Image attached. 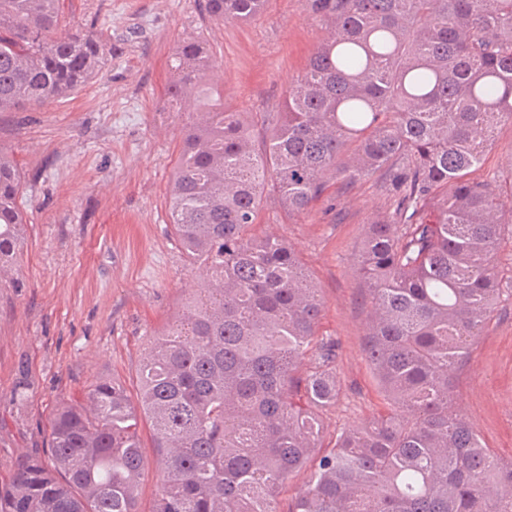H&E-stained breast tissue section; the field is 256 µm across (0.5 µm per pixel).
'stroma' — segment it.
<instances>
[{"mask_svg":"<svg viewBox=\"0 0 512 512\" xmlns=\"http://www.w3.org/2000/svg\"><path fill=\"white\" fill-rule=\"evenodd\" d=\"M72 28L92 27L111 49L93 79L47 107L0 112V151L23 184L26 246L19 287L0 288V480L46 456L48 422L116 379L137 393L154 334L205 281L167 224L168 189L187 114L161 110L171 59L187 36L206 39L222 69L224 107L259 121L324 39L304 0H266L250 22L203 20L199 0H61ZM481 177L512 182V127L502 126ZM374 181L329 188L304 214L277 206L263 231L288 240L325 299L318 333L336 345L328 437L384 407L363 351L367 309L356 272L376 216L391 211ZM455 402L503 462L512 461V290L460 375Z\"/></svg>","mask_w":512,"mask_h":512,"instance_id":"obj_1","label":"stroma"}]
</instances>
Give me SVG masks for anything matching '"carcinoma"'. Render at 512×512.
Returning <instances> with one entry per match:
<instances>
[{
  "label": "carcinoma",
  "mask_w": 512,
  "mask_h": 512,
  "mask_svg": "<svg viewBox=\"0 0 512 512\" xmlns=\"http://www.w3.org/2000/svg\"><path fill=\"white\" fill-rule=\"evenodd\" d=\"M61 0H0V112L76 90L110 48L60 26ZM265 0H201L244 23ZM327 36L288 84L263 136L224 111L204 42L174 51L164 107L189 113L169 190L171 234L207 281L155 337L138 400L104 379L49 422L47 453L0 482V512H140L153 431L162 474L150 512H512V463L453 405L454 384L497 310L496 252L512 182L475 177L512 124V0H305ZM372 179L393 201L357 260L366 359L386 409L323 444L339 387L317 336L319 286L260 211L300 214L330 182ZM0 151V286L19 287L27 220Z\"/></svg>",
  "instance_id": "cac0c4a2"
}]
</instances>
